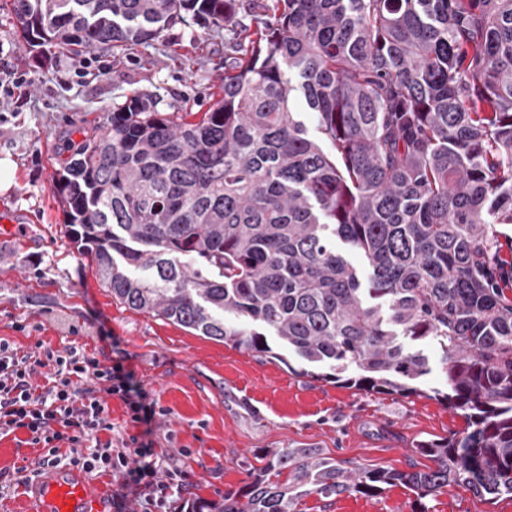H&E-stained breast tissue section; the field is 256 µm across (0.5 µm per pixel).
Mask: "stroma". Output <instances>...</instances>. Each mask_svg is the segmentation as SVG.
Returning a JSON list of instances; mask_svg holds the SVG:
<instances>
[{"label":"stroma","instance_id":"1","mask_svg":"<svg viewBox=\"0 0 512 512\" xmlns=\"http://www.w3.org/2000/svg\"><path fill=\"white\" fill-rule=\"evenodd\" d=\"M265 0H237L231 26L188 20L148 44L116 52H57L42 60L0 10V80L22 74L14 97L0 98V160L12 184L0 190V219L18 227L0 238V339L20 351L37 343L70 346L110 365L121 363L157 404L154 450L185 475L169 512L237 492L257 457L312 447L356 465L405 470L421 462L415 446L464 426L441 399L448 380L437 347L424 342L430 373L422 395L376 394L306 376L296 357L281 361L195 335L131 310L103 288L94 265L65 232L54 175L83 130L138 95L161 112H203L218 98L224 61L237 34L255 30ZM95 58L80 74L83 57ZM19 429L0 438V512H25L30 495L15 469L40 451ZM512 512V498L493 501L463 487L416 502L400 486L375 497L304 498L300 512Z\"/></svg>","mask_w":512,"mask_h":512}]
</instances>
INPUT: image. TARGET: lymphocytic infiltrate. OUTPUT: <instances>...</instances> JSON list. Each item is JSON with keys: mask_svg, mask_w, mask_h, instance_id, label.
I'll list each match as a JSON object with an SVG mask.
<instances>
[{"mask_svg": "<svg viewBox=\"0 0 512 512\" xmlns=\"http://www.w3.org/2000/svg\"><path fill=\"white\" fill-rule=\"evenodd\" d=\"M38 373L44 384L34 382ZM111 396L125 403L133 422L150 423L156 413L121 364H102L74 346L22 353L0 341V437L19 429L28 432L29 445L41 451L36 474L62 467L108 471L118 484L116 500L131 495L148 506H165L180 491L184 474L176 463L158 459L144 442L115 447L101 440V432L112 428Z\"/></svg>", "mask_w": 512, "mask_h": 512, "instance_id": "obj_1", "label": "lymphocytic infiltrate"}]
</instances>
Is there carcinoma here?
Listing matches in <instances>:
<instances>
[{
	"label": "carcinoma",
	"instance_id": "obj_1",
	"mask_svg": "<svg viewBox=\"0 0 512 512\" xmlns=\"http://www.w3.org/2000/svg\"><path fill=\"white\" fill-rule=\"evenodd\" d=\"M43 52L148 43L236 0H10ZM195 117L138 96L56 174L66 234L124 306L377 394L442 398L465 426L430 464L348 466L276 450L188 512H299L302 500L512 497V0H271ZM317 116L307 135L296 94ZM365 258L362 279L336 247Z\"/></svg>",
	"mask_w": 512,
	"mask_h": 512
}]
</instances>
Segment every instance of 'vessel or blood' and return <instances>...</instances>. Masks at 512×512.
I'll return each instance as SVG.
<instances>
[{
    "label": "vessel or blood",
    "mask_w": 512,
    "mask_h": 512,
    "mask_svg": "<svg viewBox=\"0 0 512 512\" xmlns=\"http://www.w3.org/2000/svg\"><path fill=\"white\" fill-rule=\"evenodd\" d=\"M28 512H112L108 491L70 470L40 483Z\"/></svg>",
    "instance_id": "obj_1"
}]
</instances>
